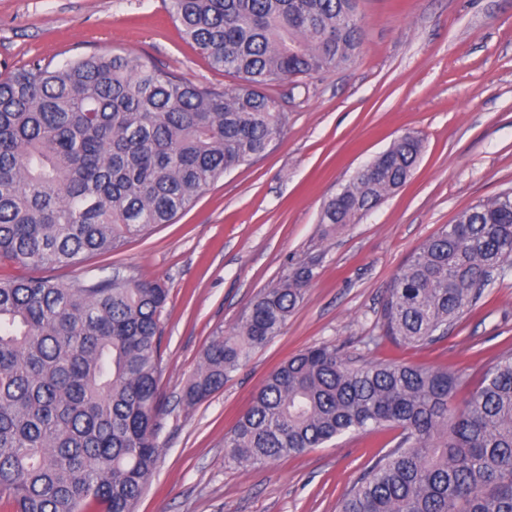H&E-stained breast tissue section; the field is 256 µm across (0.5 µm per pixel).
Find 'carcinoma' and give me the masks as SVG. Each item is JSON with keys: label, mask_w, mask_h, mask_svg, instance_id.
Listing matches in <instances>:
<instances>
[{"label": "carcinoma", "mask_w": 512, "mask_h": 512, "mask_svg": "<svg viewBox=\"0 0 512 512\" xmlns=\"http://www.w3.org/2000/svg\"><path fill=\"white\" fill-rule=\"evenodd\" d=\"M209 66L243 80L189 83L130 54L0 72V261L71 265L170 224L225 173L262 158L286 116L264 89L346 66L356 0H166ZM422 152L406 133L324 204L329 233L405 185ZM512 267V191L461 211L397 272L383 336L448 334ZM314 277L300 265L214 337L183 392L192 407L279 335ZM168 292L136 275L60 284L0 277V506L134 512L159 458L160 316ZM465 379L402 361L354 365L307 347L263 381L224 435L240 466L303 455L346 434L399 429L338 512H512V353L454 406Z\"/></svg>", "instance_id": "carcinoma-1"}]
</instances>
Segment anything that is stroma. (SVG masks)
Listing matches in <instances>:
<instances>
[{
  "label": "stroma",
  "mask_w": 512,
  "mask_h": 512,
  "mask_svg": "<svg viewBox=\"0 0 512 512\" xmlns=\"http://www.w3.org/2000/svg\"><path fill=\"white\" fill-rule=\"evenodd\" d=\"M363 44L351 64L270 87L282 136L256 163L219 179L188 212L117 252L38 268L0 263L1 277L66 283L114 270L157 278L161 315L160 456L135 512H336L395 430L346 435L264 466L224 460V435L264 378L314 345L356 363L394 358L463 374L470 390L512 350V269L447 336L421 347L381 336L384 299L419 245L469 206L512 190V0H358ZM130 53L198 85L233 87L184 40L163 0H0V65H55ZM412 132L423 150L406 184L358 223L323 236L324 202L358 168ZM303 263L304 299L279 336L208 399L182 393L218 333Z\"/></svg>",
  "instance_id": "1"
}]
</instances>
